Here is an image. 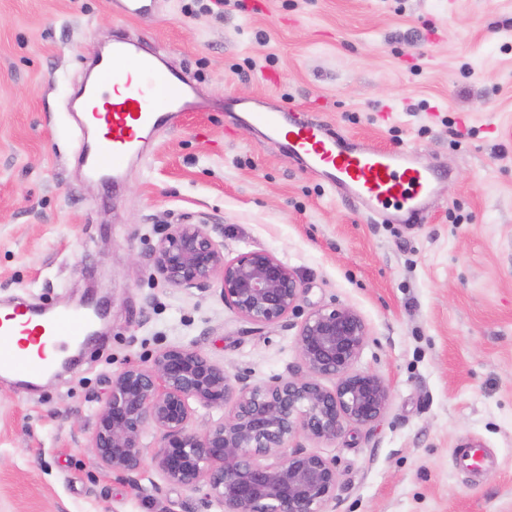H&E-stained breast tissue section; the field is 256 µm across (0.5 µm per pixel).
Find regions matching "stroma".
Returning <instances> with one entry per match:
<instances>
[{
    "label": "stroma",
    "instance_id": "obj_1",
    "mask_svg": "<svg viewBox=\"0 0 512 512\" xmlns=\"http://www.w3.org/2000/svg\"><path fill=\"white\" fill-rule=\"evenodd\" d=\"M120 31L160 45L201 106L161 131L112 193L75 160L65 100ZM269 99L443 169L416 224L359 214L224 102ZM211 224L226 258L264 249L299 276V314L252 330L219 282L153 270L165 225ZM94 297L106 335L34 389L0 379V512H221L204 490L94 464L110 381L191 345L262 384L301 368L302 316L350 307L357 369L389 406L309 451L335 460L328 512H512V0H159L152 23L110 0H0V296ZM494 458L463 470L461 445Z\"/></svg>",
    "mask_w": 512,
    "mask_h": 512
}]
</instances>
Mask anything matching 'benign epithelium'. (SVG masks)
<instances>
[{
    "label": "benign epithelium",
    "instance_id": "7a95c632",
    "mask_svg": "<svg viewBox=\"0 0 512 512\" xmlns=\"http://www.w3.org/2000/svg\"><path fill=\"white\" fill-rule=\"evenodd\" d=\"M153 265L173 287L203 290L219 279L224 305L256 330L299 311L303 286L291 268L266 250L224 258L207 224L167 225ZM367 336L356 310L314 309L297 334L302 370L262 385L229 377L190 345L166 347L151 366L129 365L112 377L95 415L97 465L139 471L143 435L155 430L161 442L152 459L163 481L205 487L224 512H326L336 499L335 462L299 440L331 442L345 424L367 426L386 411L388 386L355 368ZM192 400L231 410L198 433L190 429Z\"/></svg>",
    "mask_w": 512,
    "mask_h": 512
}]
</instances>
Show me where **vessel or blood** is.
Wrapping results in <instances>:
<instances>
[{
  "instance_id": "vessel-or-blood-1",
  "label": "vessel or blood",
  "mask_w": 512,
  "mask_h": 512,
  "mask_svg": "<svg viewBox=\"0 0 512 512\" xmlns=\"http://www.w3.org/2000/svg\"><path fill=\"white\" fill-rule=\"evenodd\" d=\"M196 107L195 84L185 73L173 68L146 37L117 33L107 52L91 58L70 101L87 177L120 189L126 166L145 153L156 133L177 126L181 115ZM232 109L368 215L392 204L406 213L423 211L441 177L438 169L415 165L410 152L380 149L315 119L292 116L284 105L239 101ZM97 322L92 312L12 305L0 317V376L36 379L48 373L53 362L42 351L45 343L58 347L77 341ZM19 329L36 353H22L11 343Z\"/></svg>"
}]
</instances>
